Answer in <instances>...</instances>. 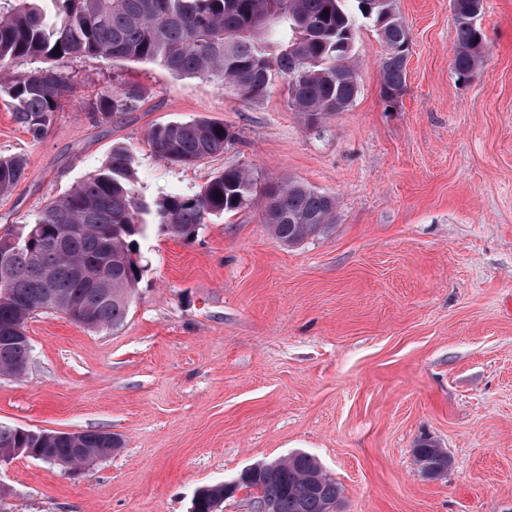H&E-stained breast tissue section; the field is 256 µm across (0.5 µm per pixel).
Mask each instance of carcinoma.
<instances>
[{
	"mask_svg": "<svg viewBox=\"0 0 512 512\" xmlns=\"http://www.w3.org/2000/svg\"><path fill=\"white\" fill-rule=\"evenodd\" d=\"M373 22L389 53L381 62L382 93L394 102L406 86L410 34L395 0H356ZM484 0H451L455 28L452 62L458 78L477 71L484 33L477 25ZM354 16L342 0H0V92L16 121L38 139L72 87L57 67L11 71L12 61L99 57L147 63L174 75L203 77L245 102L267 95L275 77L284 82L288 107L304 123L325 132L324 121L348 109L359 86L346 62ZM303 69L292 79L291 73ZM138 84L101 91L93 111L109 119L140 100ZM154 152L168 161L193 165L224 152L235 138L228 126L207 119L172 121L152 128ZM27 173V159H0V194ZM133 158L114 147L102 169L46 204L20 225V239L0 265V374L21 377L30 358L28 321L41 310L58 311L93 330L117 329L129 313L144 267L134 255L152 226L190 241L201 227L255 201L272 238L295 246L326 232L336 220V197L291 179H258L247 167L228 166L195 195L149 201L134 185ZM24 448L41 460L62 459L79 448L87 456L116 452L121 438L106 430L71 438H41L21 427L0 426V460ZM414 456L433 471L448 474V452L420 440ZM244 487L277 512H326L342 501L343 488L318 460L295 452L277 460L274 471L248 479ZM196 512L224 503V484L198 489Z\"/></svg>",
	"mask_w": 512,
	"mask_h": 512,
	"instance_id": "cac0c4a2",
	"label": "carcinoma"
}]
</instances>
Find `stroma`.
<instances>
[{
	"label": "stroma",
	"mask_w": 512,
	"mask_h": 512,
	"mask_svg": "<svg viewBox=\"0 0 512 512\" xmlns=\"http://www.w3.org/2000/svg\"><path fill=\"white\" fill-rule=\"evenodd\" d=\"M395 5L411 39L405 92L387 106V47L358 21V96L321 135L281 86L246 103L144 63L61 61L73 87L37 140L0 97V158L28 159L0 195V236L116 145L149 199L192 196L239 165L338 200L329 230L290 247L256 204L189 242L151 231L117 330L34 316L25 374L0 375V426L103 429L123 446L77 472L15 457L0 512H190L199 487L297 451L342 485L341 512H512V0H484L467 82L450 0ZM125 81L144 89L130 111L91 112ZM195 118L235 141L193 166L158 158L149 130ZM424 437L447 450L446 477L423 476Z\"/></svg>",
	"instance_id": "1"
}]
</instances>
